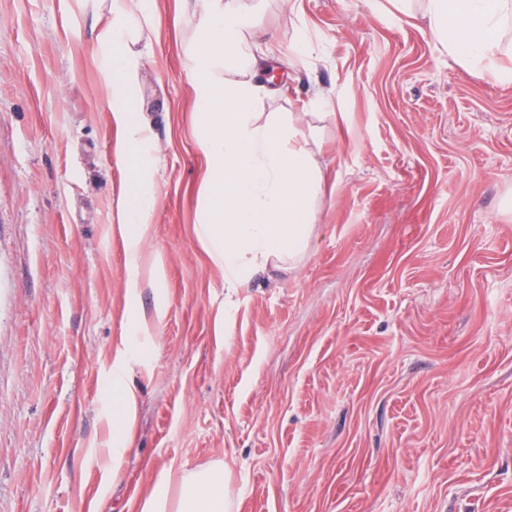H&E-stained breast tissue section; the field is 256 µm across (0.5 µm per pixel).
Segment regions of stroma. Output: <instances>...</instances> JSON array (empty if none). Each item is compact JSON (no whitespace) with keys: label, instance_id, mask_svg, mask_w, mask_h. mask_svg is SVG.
<instances>
[{"label":"stroma","instance_id":"stroma-1","mask_svg":"<svg viewBox=\"0 0 512 512\" xmlns=\"http://www.w3.org/2000/svg\"><path fill=\"white\" fill-rule=\"evenodd\" d=\"M278 54L262 112H302L327 189L292 268L227 296L194 233L202 160L176 0L138 93L158 145L142 289L153 347L112 468L125 253L93 11L0 0V512H139L223 464L232 512H512V85L362 0H245ZM165 297L162 322L152 318ZM169 508V479L162 475L154 492L142 503L141 512H168Z\"/></svg>","mask_w":512,"mask_h":512}]
</instances>
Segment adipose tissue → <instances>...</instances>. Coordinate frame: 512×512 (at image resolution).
Wrapping results in <instances>:
<instances>
[{"label": "adipose tissue", "instance_id": "adipose-tissue-1", "mask_svg": "<svg viewBox=\"0 0 512 512\" xmlns=\"http://www.w3.org/2000/svg\"><path fill=\"white\" fill-rule=\"evenodd\" d=\"M391 2L399 13L419 12L435 48L456 63L496 71L501 82L512 84V68L497 65L502 38L512 26V0ZM91 5L98 11L97 61L119 134L115 155L129 180L128 192L112 210V230L124 244L127 288L134 300L146 281L143 247L158 201L153 128L135 87L146 61L141 44L159 18L154 0H69L68 8L80 14ZM181 17L193 29L186 70L205 164L195 232L233 293L269 266L294 263L307 251L324 179L311 136L296 115L264 116L258 110L260 90L249 75L265 65L267 56L243 0H181ZM146 282L161 287L160 266H153ZM124 373V360H117L112 371V445L117 450L137 412V395ZM141 512H231L223 468L185 472L174 501L168 477H160Z\"/></svg>", "mask_w": 512, "mask_h": 512}]
</instances>
